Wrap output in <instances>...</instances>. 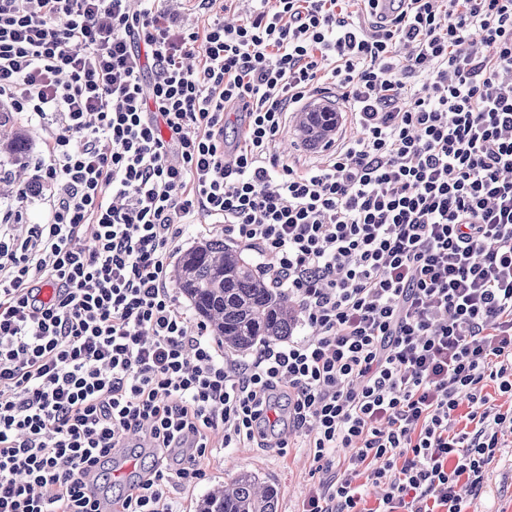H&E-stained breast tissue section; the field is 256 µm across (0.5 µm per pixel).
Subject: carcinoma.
<instances>
[{
  "instance_id": "1",
  "label": "carcinoma",
  "mask_w": 512,
  "mask_h": 512,
  "mask_svg": "<svg viewBox=\"0 0 512 512\" xmlns=\"http://www.w3.org/2000/svg\"><path fill=\"white\" fill-rule=\"evenodd\" d=\"M337 112H301L297 131L311 145L330 139ZM32 137L0 113V183H11L28 169ZM174 288L190 303L227 353L288 341L302 321V308L288 292L271 287L245 249L220 237L201 240L184 252L170 271ZM278 486L253 471L210 489L197 512H277Z\"/></svg>"
}]
</instances>
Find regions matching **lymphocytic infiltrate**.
I'll use <instances>...</instances> for the list:
<instances>
[{
    "mask_svg": "<svg viewBox=\"0 0 512 512\" xmlns=\"http://www.w3.org/2000/svg\"><path fill=\"white\" fill-rule=\"evenodd\" d=\"M254 2L199 27L165 0H0V105L47 134L18 191L41 222L0 210V512H100L88 466L139 430L120 512H175L209 431L273 447L282 400L322 475L302 512H362L368 483L370 512H467L459 481L483 487L512 422L484 392L512 394V0H399L367 30L341 0ZM329 85L359 136L285 160ZM203 218L309 337L234 360L190 328L168 259Z\"/></svg>",
    "mask_w": 512,
    "mask_h": 512,
    "instance_id": "1",
    "label": "lymphocytic infiltrate"
}]
</instances>
